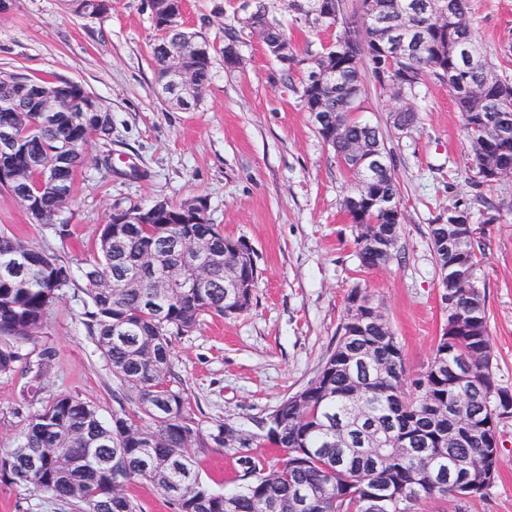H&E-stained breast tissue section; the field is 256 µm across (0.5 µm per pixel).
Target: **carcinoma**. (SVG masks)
I'll list each match as a JSON object with an SVG mask.
<instances>
[{
  "label": "carcinoma",
  "mask_w": 512,
  "mask_h": 512,
  "mask_svg": "<svg viewBox=\"0 0 512 512\" xmlns=\"http://www.w3.org/2000/svg\"><path fill=\"white\" fill-rule=\"evenodd\" d=\"M183 0H153L151 18L159 35L152 47L155 83L169 66V54L181 56L199 87L212 78L211 54L199 55L176 27ZM279 0H254V17L268 40H288L272 18ZM311 0H288L295 21L310 29L334 28L336 38L306 59L309 73L302 84L303 106L316 100L329 121L344 125L343 139L333 150L351 175L350 195L342 202L352 213L351 197L358 192L359 175L351 170L347 153L352 144L381 155L383 166L372 171L367 195L399 200L400 185L389 162L379 128L352 118L361 109L362 68L368 67L381 86L412 93L427 76L448 80V92L461 113L470 144L468 171L472 185L491 186L480 175L487 162L512 161V81L501 76L483 54L471 57L447 51L452 45H478L469 17V0H445L448 18L432 17L434 0H382L386 24L373 25L364 3L347 12L345 0H336V19L310 11ZM69 0L73 13L103 14L109 0ZM395 40L400 53L390 59L377 46ZM336 65V81L317 88L316 70L325 60ZM94 112L63 111L53 119L43 112L29 113L30 127L19 137L17 165L30 154H44L53 143L70 144L73 163L51 166L48 177L72 186L85 158L88 133H112V113L92 97ZM418 122L413 108L393 114L402 130ZM28 195L48 211H59L60 200L26 182ZM185 203L158 202L156 224H104L97 254L79 260L77 268L25 242L0 236V378L18 370L43 374L51 355L46 346L38 354L27 345L43 335L50 308L82 281L86 296L83 324L93 337L112 375L128 393L131 405L107 420L99 408L70 394H59L27 416L14 445L0 450V480L23 483L46 493L75 512H140L123 492L125 485L141 483L161 495L173 512H415L426 499L457 495L461 475L475 464L498 474L500 448L496 440L503 416L496 412L502 396L493 370L488 314L477 288H457L454 313L466 317L465 330L450 335L442 330L426 370L409 379L399 342L383 313L355 330L346 309L332 350L317 374L299 391L284 398L272 420L259 434L234 429L224 442V422L203 426L192 416L186 390L174 385L172 337L194 330L200 317L216 313L232 317L247 311L257 285L255 268L240 262L233 245L215 224H177ZM360 266L373 270L388 264L400 226L382 210H370L353 221ZM448 225H429L440 282L448 276L475 277L479 264L473 243L462 255L440 247ZM200 240L223 260L207 267L205 285L196 286V271L187 282L157 288L145 279L135 286L126 280L147 266L146 259L171 261L175 241ZM28 249L30 266L20 278L4 274L15 252ZM236 270L245 287L226 292L224 275ZM466 366L469 381L453 375ZM377 420V431L389 447L375 450L356 442L355 423L364 411ZM237 455L240 469L236 487L227 494L205 482L197 467L198 455L210 444ZM254 448H278L283 458L271 461ZM48 451L43 464L30 466V453ZM385 490L388 500L377 507L374 494Z\"/></svg>",
  "instance_id": "1"
}]
</instances>
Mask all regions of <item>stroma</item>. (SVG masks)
Masks as SVG:
<instances>
[{"label":"stroma","mask_w":512,"mask_h":512,"mask_svg":"<svg viewBox=\"0 0 512 512\" xmlns=\"http://www.w3.org/2000/svg\"><path fill=\"white\" fill-rule=\"evenodd\" d=\"M249 0H186L183 23L212 45V79L197 105L176 109L156 92L151 56L158 36L148 0H112L95 18L70 15L65 0H10L0 12V71L83 84L112 112L110 137L92 138L73 198L60 215L66 237L32 223L0 187V234L15 236L65 263L96 251L114 204L147 206L200 196L209 223L242 237L260 270L250 308L233 317L203 316L173 339V370L195 417L254 429L256 419L311 380L333 347L352 289L387 318L410 374L428 365L448 319L428 235L453 204L467 207L480 257L478 285L489 315L496 379L512 390V179L490 187L466 182L468 143L448 85L426 77L399 97L364 76L359 120L378 126L398 177L403 222L386 266L363 269L355 232L341 208L347 173L320 138L300 101L305 58L332 40L296 23L286 4L274 16L300 58L289 73L263 41L242 30L239 68L224 67V26L240 24ZM483 51L512 78V0H470ZM419 120L409 132L390 118L401 106ZM84 294L69 290L46 317L53 348L40 382L0 379V448L22 421L57 394L94 403L111 416L123 396L82 323ZM499 474L483 495L419 502L417 512H512V418L500 425ZM214 490L231 489L236 461L211 448L198 458ZM0 512H70L49 495L0 481Z\"/></svg>","instance_id":"stroma-1"}]
</instances>
